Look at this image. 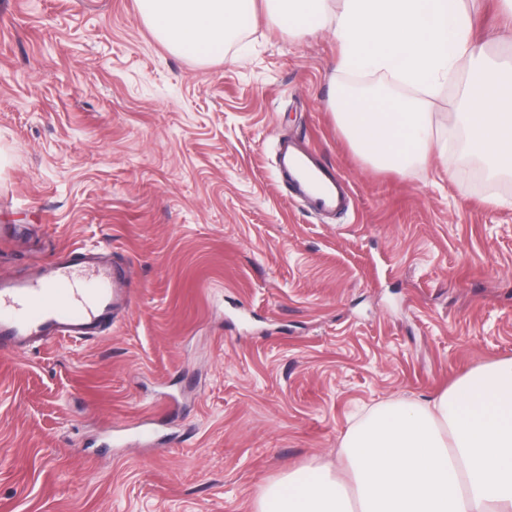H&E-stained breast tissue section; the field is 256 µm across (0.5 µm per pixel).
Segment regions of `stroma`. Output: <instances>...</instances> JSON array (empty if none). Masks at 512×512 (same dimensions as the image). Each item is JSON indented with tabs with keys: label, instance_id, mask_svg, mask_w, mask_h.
Wrapping results in <instances>:
<instances>
[{
	"label": "stroma",
	"instance_id": "35a3bbf8",
	"mask_svg": "<svg viewBox=\"0 0 512 512\" xmlns=\"http://www.w3.org/2000/svg\"><path fill=\"white\" fill-rule=\"evenodd\" d=\"M337 50L266 0L211 61L136 0H0V277L100 247L132 291L99 338L0 354V512H257L358 413L512 357V177L475 175L448 87L427 167L364 160L332 101L384 78ZM284 137L349 181L343 218L288 195Z\"/></svg>",
	"mask_w": 512,
	"mask_h": 512
}]
</instances>
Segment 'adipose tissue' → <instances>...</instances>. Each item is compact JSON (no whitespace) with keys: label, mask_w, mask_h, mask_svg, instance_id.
I'll use <instances>...</instances> for the list:
<instances>
[{"label":"adipose tissue","mask_w":512,"mask_h":512,"mask_svg":"<svg viewBox=\"0 0 512 512\" xmlns=\"http://www.w3.org/2000/svg\"><path fill=\"white\" fill-rule=\"evenodd\" d=\"M480 0H285L290 35L333 26L337 70L383 73L414 98L344 96L336 123L373 164L426 165L435 148L424 98L456 85L449 131L493 174L512 172V76H501L475 43ZM142 20L171 51L221 58L255 0H137ZM474 80L461 83V69ZM353 493L330 465L293 471L266 485L258 512H512V357L475 367L437 396L369 411L342 438Z\"/></svg>","instance_id":"1"}]
</instances>
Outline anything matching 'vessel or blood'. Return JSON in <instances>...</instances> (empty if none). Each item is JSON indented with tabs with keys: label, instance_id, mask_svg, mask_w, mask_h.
<instances>
[{
	"label": "vessel or blood",
	"instance_id": "b4317fda",
	"mask_svg": "<svg viewBox=\"0 0 512 512\" xmlns=\"http://www.w3.org/2000/svg\"><path fill=\"white\" fill-rule=\"evenodd\" d=\"M278 170L292 198L320 216L347 212L348 181L316 151L281 140ZM131 304L128 275L106 250L72 249L32 278H0V351L24 353L48 336H100L114 315Z\"/></svg>",
	"mask_w": 512,
	"mask_h": 512
}]
</instances>
